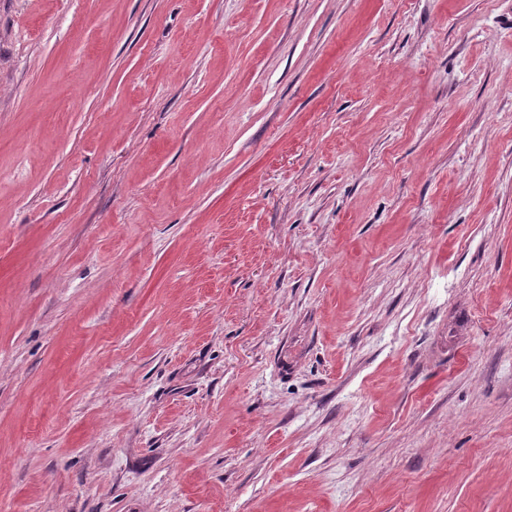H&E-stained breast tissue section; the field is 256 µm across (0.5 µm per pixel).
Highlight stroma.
Masks as SVG:
<instances>
[{
	"mask_svg": "<svg viewBox=\"0 0 512 512\" xmlns=\"http://www.w3.org/2000/svg\"><path fill=\"white\" fill-rule=\"evenodd\" d=\"M0 512H512V0H0Z\"/></svg>",
	"mask_w": 512,
	"mask_h": 512,
	"instance_id": "stroma-1",
	"label": "stroma"
}]
</instances>
